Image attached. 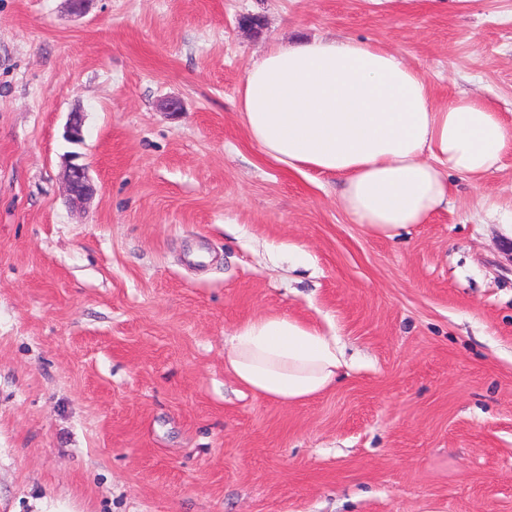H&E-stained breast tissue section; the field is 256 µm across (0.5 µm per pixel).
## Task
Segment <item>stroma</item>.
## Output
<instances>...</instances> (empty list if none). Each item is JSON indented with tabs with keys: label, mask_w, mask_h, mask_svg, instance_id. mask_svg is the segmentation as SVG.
<instances>
[{
	"label": "stroma",
	"mask_w": 512,
	"mask_h": 512,
	"mask_svg": "<svg viewBox=\"0 0 512 512\" xmlns=\"http://www.w3.org/2000/svg\"><path fill=\"white\" fill-rule=\"evenodd\" d=\"M335 36L512 125V0H0V512H512V149L367 235L239 116L257 57ZM267 313L332 328L333 388L225 371ZM65 184L69 200L75 205L84 204L96 192L86 164L72 163L66 173Z\"/></svg>",
	"instance_id": "35a3bbf8"
}]
</instances>
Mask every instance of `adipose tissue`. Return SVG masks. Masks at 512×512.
Segmentation results:
<instances>
[{
    "instance_id": "1",
    "label": "adipose tissue",
    "mask_w": 512,
    "mask_h": 512,
    "mask_svg": "<svg viewBox=\"0 0 512 512\" xmlns=\"http://www.w3.org/2000/svg\"><path fill=\"white\" fill-rule=\"evenodd\" d=\"M239 114L265 158L338 178L341 208L385 239L429 223L452 176L479 178L512 148V126L486 101L436 102L418 68L352 38L272 46L244 75ZM224 365L243 388L288 406L333 386L346 362L336 337L265 314L225 339Z\"/></svg>"
}]
</instances>
